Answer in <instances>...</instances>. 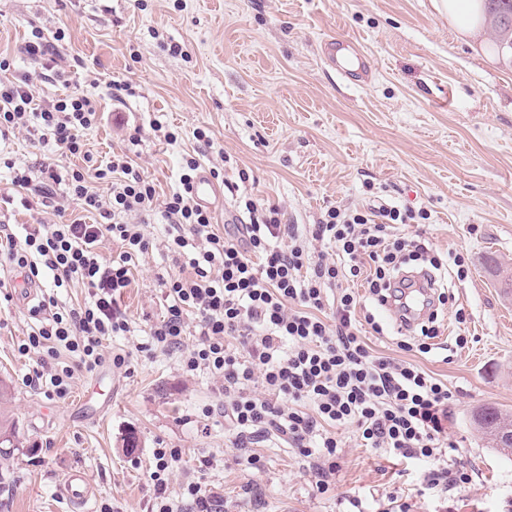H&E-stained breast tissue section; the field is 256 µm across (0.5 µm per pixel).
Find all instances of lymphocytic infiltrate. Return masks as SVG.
<instances>
[{"mask_svg": "<svg viewBox=\"0 0 512 512\" xmlns=\"http://www.w3.org/2000/svg\"><path fill=\"white\" fill-rule=\"evenodd\" d=\"M12 64L0 56V140L24 129L62 156L82 154L83 134L99 120L95 101L74 93L38 102L29 79L5 78ZM199 166L195 157H186L178 189L163 199L124 153L91 175L43 166L40 206L58 212L70 200L99 212L103 221L35 224L22 237L0 224L1 289L21 281L32 285L48 275L54 287L77 283L90 295L77 308L59 306L50 296L31 309L37 325L19 352L42 349L49 357L32 385L61 398L75 373L95 372L107 360L126 364L121 354L105 358L102 340L130 330L119 299L131 284L132 267L153 246L143 226L155 217L167 226L166 250L187 270L162 281L166 313L150 325L143 348L179 351L186 371L222 380L224 419L237 447L259 443L273 431L286 436L299 466L324 493L339 466L342 433L349 429L362 447L425 462L420 482L441 496L464 488L467 469L448 462L455 446L448 438L447 384L416 363L375 354L362 334L363 324L375 319L356 315L361 298L382 307L394 297L403 265L421 260L442 268V259L424 242L394 233L396 225L416 222L415 211L331 207L306 240L283 223L278 206L246 197L247 223L220 234L211 211L191 192ZM92 175L110 181L108 195L90 190ZM108 237L121 246L110 260L100 252ZM312 240L334 245L335 257L313 253ZM355 281L364 293L353 291ZM189 333L195 341L188 346ZM229 336L240 350L226 345ZM180 460L179 449L153 451L155 512H184L189 504L210 512L197 482H187L178 495L169 492L168 477Z\"/></svg>", "mask_w": 512, "mask_h": 512, "instance_id": "f902f5d3", "label": "lymphocytic infiltrate"}]
</instances>
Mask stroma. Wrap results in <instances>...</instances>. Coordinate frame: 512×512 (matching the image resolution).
I'll return each instance as SVG.
<instances>
[{
	"label": "stroma",
	"instance_id": "stroma-1",
	"mask_svg": "<svg viewBox=\"0 0 512 512\" xmlns=\"http://www.w3.org/2000/svg\"><path fill=\"white\" fill-rule=\"evenodd\" d=\"M35 27L68 84L23 54ZM342 35L366 48L375 72L365 85L343 83L320 63L323 39ZM0 54L13 58L14 75L29 77L40 100L69 90L96 101L102 119L84 133L87 156L108 161L138 134L133 167L153 179L159 197L177 188L185 155L218 169L224 205L213 211L216 230L239 223L246 195L277 205L283 223L303 233L331 207L425 211L422 226L399 234L424 233L443 258L462 254L467 274L439 271L449 300L433 351L416 360L448 384L452 457L471 475L443 501L421 485L423 463L360 447L349 432L336 485L322 494L277 435L236 447L219 381L186 372L178 355L137 349L165 313L162 277L180 270L156 248L140 258L119 301L131 333L103 342L108 403L98 395L81 403L92 380L85 373L62 399L29 387L43 359L18 352L30 306L0 295V378L12 382L7 409L21 447L0 457V512H72L56 487L74 468L95 491L94 512H147L160 445L182 451L169 492L198 482L221 512H377L391 496L413 512H512V456L486 447L471 425L480 406L512 412V293L499 276L512 269L511 50L494 63L475 55L432 0H0ZM115 80L132 81L134 95L115 99ZM158 124L176 134L175 144L159 141ZM199 129L207 141L196 138ZM0 154L35 171L53 158L85 165V156L57 157L23 131ZM127 352V366L112 365ZM131 432L139 446L129 452L123 440ZM252 453L261 469L248 465Z\"/></svg>",
	"mask_w": 512,
	"mask_h": 512
}]
</instances>
